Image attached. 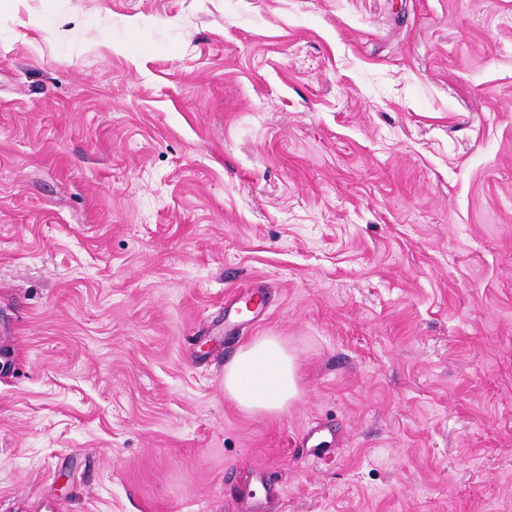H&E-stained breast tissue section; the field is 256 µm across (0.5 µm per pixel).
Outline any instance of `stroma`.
<instances>
[{
    "label": "stroma",
    "instance_id": "35a3bbf8",
    "mask_svg": "<svg viewBox=\"0 0 512 512\" xmlns=\"http://www.w3.org/2000/svg\"><path fill=\"white\" fill-rule=\"evenodd\" d=\"M266 335L300 395L248 414L224 368ZM271 483L512 512V0H9L0 512Z\"/></svg>",
    "mask_w": 512,
    "mask_h": 512
}]
</instances>
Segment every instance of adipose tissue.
<instances>
[{
  "label": "adipose tissue",
  "mask_w": 512,
  "mask_h": 512,
  "mask_svg": "<svg viewBox=\"0 0 512 512\" xmlns=\"http://www.w3.org/2000/svg\"><path fill=\"white\" fill-rule=\"evenodd\" d=\"M224 393L249 414H274L296 399V363L285 341L261 336L242 347L224 368Z\"/></svg>",
  "instance_id": "obj_1"
}]
</instances>
